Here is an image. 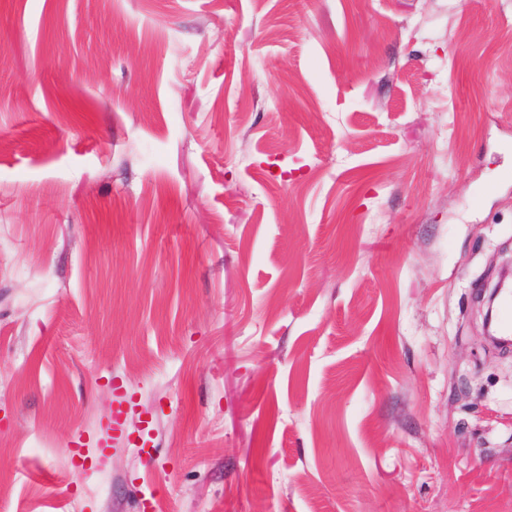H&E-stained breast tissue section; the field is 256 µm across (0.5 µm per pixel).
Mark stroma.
I'll return each mask as SVG.
<instances>
[{"instance_id":"35a3bbf8","label":"stroma","mask_w":512,"mask_h":512,"mask_svg":"<svg viewBox=\"0 0 512 512\" xmlns=\"http://www.w3.org/2000/svg\"><path fill=\"white\" fill-rule=\"evenodd\" d=\"M507 170L512 0H0V501L512 512Z\"/></svg>"}]
</instances>
